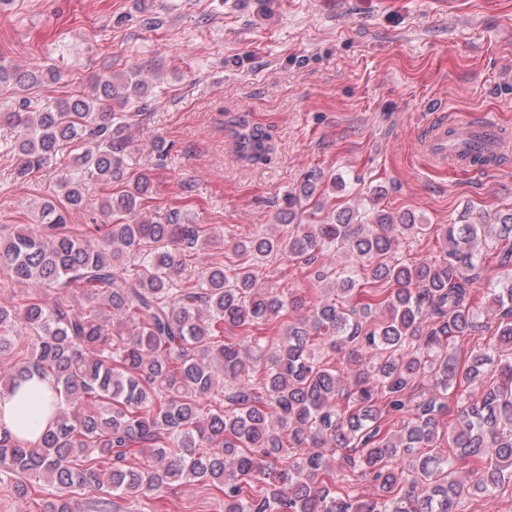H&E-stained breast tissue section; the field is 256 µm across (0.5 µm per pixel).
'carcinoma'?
Wrapping results in <instances>:
<instances>
[{
    "instance_id": "1",
    "label": "carcinoma",
    "mask_w": 512,
    "mask_h": 512,
    "mask_svg": "<svg viewBox=\"0 0 512 512\" xmlns=\"http://www.w3.org/2000/svg\"><path fill=\"white\" fill-rule=\"evenodd\" d=\"M8 78L29 88L59 73L1 65ZM147 106L131 71L97 76L86 100L0 116L24 128L11 144L23 176L86 141L38 208L41 229L0 236V286L25 289L0 305V393L38 376L62 400L36 444L0 438V482L39 512H74L87 494L100 512L148 505L174 482L211 486L222 512H462L512 489V279L483 309L472 298L480 243L512 262V210H465L443 228L442 260L405 264L395 240L431 225L377 207L379 187L363 209L328 210L312 170L276 216L287 235L255 232L236 246L248 260L187 276L221 238L174 209L142 216L153 180L126 157L132 111ZM239 125L238 158L265 161L271 131ZM81 169L115 189L98 204L112 222L76 233ZM327 253L340 259L330 273L315 266ZM283 256L336 288L309 303L261 287Z\"/></svg>"
}]
</instances>
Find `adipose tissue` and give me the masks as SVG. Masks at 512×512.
Instances as JSON below:
<instances>
[{"label":"adipose tissue","instance_id":"ef3b65f1","mask_svg":"<svg viewBox=\"0 0 512 512\" xmlns=\"http://www.w3.org/2000/svg\"><path fill=\"white\" fill-rule=\"evenodd\" d=\"M50 395L49 381L37 377L24 383L17 393L0 394V435L37 442L53 421Z\"/></svg>","mask_w":512,"mask_h":512}]
</instances>
